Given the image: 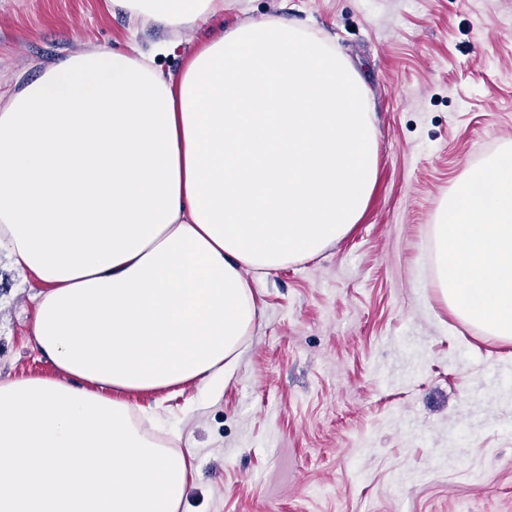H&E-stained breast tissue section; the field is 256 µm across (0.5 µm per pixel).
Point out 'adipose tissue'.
Returning <instances> with one entry per match:
<instances>
[{"mask_svg": "<svg viewBox=\"0 0 512 512\" xmlns=\"http://www.w3.org/2000/svg\"><path fill=\"white\" fill-rule=\"evenodd\" d=\"M193 31L224 0H115ZM0 105V250L44 288L59 377L0 381V512H183L192 465L120 400L221 392L261 316L250 276L346 237L378 140L333 41L281 18L153 55L72 54Z\"/></svg>", "mask_w": 512, "mask_h": 512, "instance_id": "adipose-tissue-1", "label": "adipose tissue"}]
</instances>
